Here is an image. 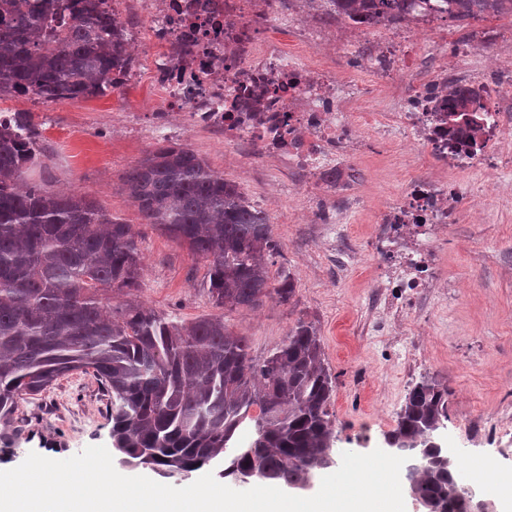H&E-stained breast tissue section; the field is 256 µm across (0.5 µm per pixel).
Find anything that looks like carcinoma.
I'll return each mask as SVG.
<instances>
[{
	"mask_svg": "<svg viewBox=\"0 0 512 512\" xmlns=\"http://www.w3.org/2000/svg\"><path fill=\"white\" fill-rule=\"evenodd\" d=\"M337 16L378 24L407 0H330ZM448 17L512 15V0H444ZM122 23L103 0H0V97L49 101L102 96L132 63ZM448 146L482 133L471 90H450ZM29 112L0 120V425L19 402L73 371H93L112 393V447L149 457L157 474L219 462L240 480L263 468L266 485L310 483L336 457L335 378L316 327L297 320L261 362L222 317L190 322L129 298L141 287V255L130 225L95 200L24 184L43 156ZM145 223L207 262L217 307L287 303L293 278L271 275L279 253L268 215L239 185L183 146L160 145L121 177ZM123 294L118 305L110 295ZM258 414H252V409ZM448 420V387L415 384L389 437L411 446ZM451 475L433 466L411 477L422 498L467 512Z\"/></svg>",
	"mask_w": 512,
	"mask_h": 512,
	"instance_id": "obj_1",
	"label": "carcinoma"
}]
</instances>
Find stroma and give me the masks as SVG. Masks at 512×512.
Listing matches in <instances>:
<instances>
[{"instance_id":"obj_1","label":"stroma","mask_w":512,"mask_h":512,"mask_svg":"<svg viewBox=\"0 0 512 512\" xmlns=\"http://www.w3.org/2000/svg\"><path fill=\"white\" fill-rule=\"evenodd\" d=\"M472 29L506 39L512 17L449 22L447 39L434 49L435 65L459 66L456 44ZM157 101L156 86L142 75L97 98L5 96L0 110L32 113L41 126L45 155L26 171L28 183L88 195L130 224L142 257L136 300L186 321L223 316L258 361L297 320L313 323L336 379L341 452L384 447L412 383L441 381L448 387L444 445L465 485L492 500L496 512H512V500L495 491L512 484V196L497 193L499 171L475 172L464 183L455 222L439 229L431 244L436 287L403 301L393 319L384 307L391 291L383 286L376 220L408 183L437 174L432 156L404 136L374 142L352 161L362 207L347 223L324 224L315 202L329 195L330 183L289 177L276 156L265 158L262 174H255L249 148L192 126L183 112L169 113L165 132H156L151 106ZM164 141L190 148L266 212L281 251L274 268L295 282L290 302L222 311L209 297L205 261L144 224L120 177ZM111 408L112 395L93 372L59 378L21 401L14 444L0 446V468L12 469L32 452L63 460L89 446H111Z\"/></svg>"}]
</instances>
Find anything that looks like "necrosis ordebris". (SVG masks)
Segmentation results:
<instances>
[{
  "label": "necrosis or debris",
  "mask_w": 512,
  "mask_h": 512,
  "mask_svg": "<svg viewBox=\"0 0 512 512\" xmlns=\"http://www.w3.org/2000/svg\"><path fill=\"white\" fill-rule=\"evenodd\" d=\"M141 26L129 39L143 41L163 93V109L188 113L194 125L223 132L230 143L243 142L262 154L284 156L290 169L315 179L372 142L401 133L440 163V175L411 182L384 209L382 242L395 241L398 225H446L456 219L459 176L494 167L512 144V117L498 100L512 74L487 76L468 59L493 53L487 39L468 34L464 59L453 71L416 63L414 49L438 41L435 28L441 0H414L406 20L386 22L383 44L369 47L368 60L380 77L385 108L361 111L367 89L351 76L316 58L324 37L320 20H299L292 0H135ZM290 30L295 51L271 39V28ZM448 79L477 94L487 127L483 150L452 149L444 133ZM361 138H354V131ZM429 248L397 256L387 287L418 295L433 287Z\"/></svg>",
  "instance_id": "obj_1"
}]
</instances>
